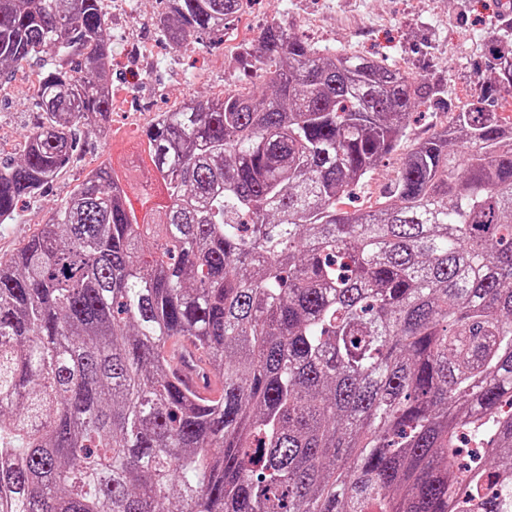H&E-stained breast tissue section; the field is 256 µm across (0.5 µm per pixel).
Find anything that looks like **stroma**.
I'll list each match as a JSON object with an SVG mask.
<instances>
[{"label": "stroma", "mask_w": 512, "mask_h": 512, "mask_svg": "<svg viewBox=\"0 0 512 512\" xmlns=\"http://www.w3.org/2000/svg\"><path fill=\"white\" fill-rule=\"evenodd\" d=\"M504 0H247L219 43L192 39L172 48L160 36L156 0H105L112 37L113 86L126 95L112 112V134L83 136L81 147L43 193L24 204L15 220L0 224V257L9 258L51 223L57 209L85 175L136 153L140 132L159 113L185 98L212 99L240 87L259 86L256 69L243 67L246 49L257 48L277 23L319 49L370 53L386 64L411 68L442 84L455 106L478 95L485 43L498 30ZM34 65L0 81V152L19 149L35 116Z\"/></svg>", "instance_id": "obj_1"}]
</instances>
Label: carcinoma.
Listing matches in <instances>:
<instances>
[{
  "mask_svg": "<svg viewBox=\"0 0 512 512\" xmlns=\"http://www.w3.org/2000/svg\"><path fill=\"white\" fill-rule=\"evenodd\" d=\"M165 2L179 47L245 0ZM107 29L104 0H0V78L52 61L0 224L110 122ZM257 52L264 89L160 113L0 259V512H512V23L414 140L439 83L278 24ZM180 336L220 398L172 382ZM424 112L418 118L417 122H413L410 130V139L423 138L431 134L434 129L441 126L449 125L452 122L454 114L458 109L452 108L447 110H436L434 112H426L425 108H420L416 112ZM395 160H391L389 164L377 170L371 179L367 180L356 191L354 205L357 208L366 207L374 203L383 194L385 188L390 184L394 176Z\"/></svg>",
  "mask_w": 512,
  "mask_h": 512,
  "instance_id": "carcinoma-1",
  "label": "carcinoma"
}]
</instances>
